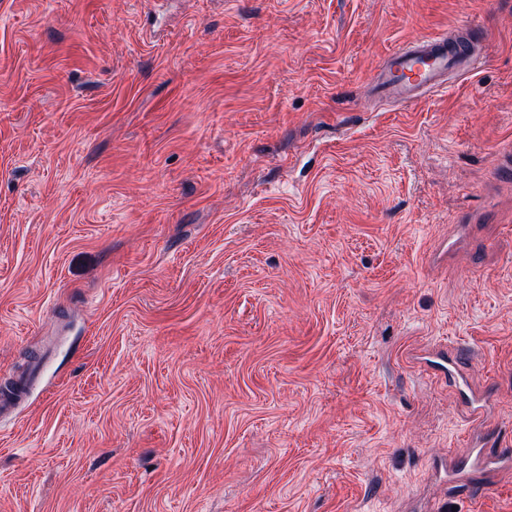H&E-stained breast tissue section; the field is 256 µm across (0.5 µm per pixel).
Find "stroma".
Masks as SVG:
<instances>
[{"label":"stroma","mask_w":512,"mask_h":512,"mask_svg":"<svg viewBox=\"0 0 512 512\" xmlns=\"http://www.w3.org/2000/svg\"><path fill=\"white\" fill-rule=\"evenodd\" d=\"M511 145L512 0H0V512H512ZM482 58L447 36L419 38L390 53L373 83L389 99L415 102L446 89L452 76L474 70Z\"/></svg>","instance_id":"1"}]
</instances>
